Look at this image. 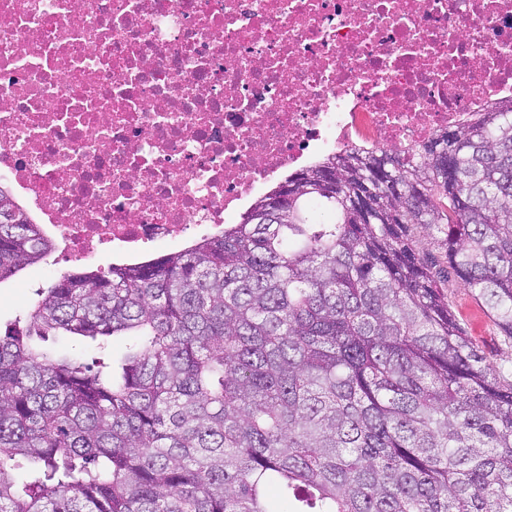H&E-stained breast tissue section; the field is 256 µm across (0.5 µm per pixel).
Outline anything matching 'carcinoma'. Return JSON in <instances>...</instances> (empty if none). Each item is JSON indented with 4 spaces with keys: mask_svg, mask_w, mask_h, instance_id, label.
Segmentation results:
<instances>
[{
    "mask_svg": "<svg viewBox=\"0 0 512 512\" xmlns=\"http://www.w3.org/2000/svg\"><path fill=\"white\" fill-rule=\"evenodd\" d=\"M54 250L0 185V281ZM451 274L512 342V106L60 276L0 334V512H512V370ZM59 330L131 343L86 364L31 342ZM448 300L468 336L481 352L495 364L511 365L512 343L499 330L467 288L453 276L448 280Z\"/></svg>",
    "mask_w": 512,
    "mask_h": 512,
    "instance_id": "cac0c4a2",
    "label": "carcinoma"
}]
</instances>
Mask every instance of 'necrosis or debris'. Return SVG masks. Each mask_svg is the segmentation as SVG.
I'll return each instance as SVG.
<instances>
[{"instance_id": "4bbe7bcc", "label": "necrosis or debris", "mask_w": 512, "mask_h": 512, "mask_svg": "<svg viewBox=\"0 0 512 512\" xmlns=\"http://www.w3.org/2000/svg\"><path fill=\"white\" fill-rule=\"evenodd\" d=\"M512 101V0H0V183L62 260L219 234L281 173Z\"/></svg>"}]
</instances>
